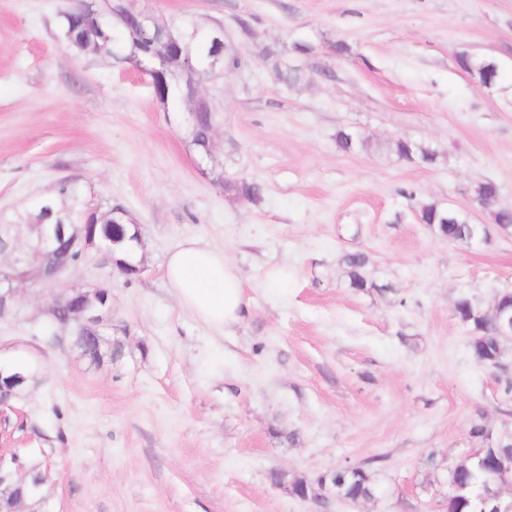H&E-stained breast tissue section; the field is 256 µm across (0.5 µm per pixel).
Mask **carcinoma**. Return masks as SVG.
Instances as JSON below:
<instances>
[{
	"label": "carcinoma",
	"mask_w": 512,
	"mask_h": 512,
	"mask_svg": "<svg viewBox=\"0 0 512 512\" xmlns=\"http://www.w3.org/2000/svg\"><path fill=\"white\" fill-rule=\"evenodd\" d=\"M125 6L119 0H112L106 10L100 11L88 5L83 16L73 20L61 19L62 32L68 34V42L79 51L92 50L112 57L116 65H138L150 58L157 44L174 39L179 41L183 56L192 60L194 71L187 72L179 66L171 68L169 86L161 92L162 104L185 101L188 87L196 85L209 75L208 63L213 53L223 52L224 74L231 75L239 70L243 58L237 49L224 48V44L215 40V31L202 28L198 24H172L160 28L157 36L149 38L143 30L124 18ZM266 57L272 60V72L277 83L286 86L296 85L303 78V71L280 55L277 46L265 48ZM458 65L469 72L473 78L484 84L497 86L501 81L498 64L491 60H474L464 53L456 56ZM217 116L206 103L197 105L195 112L185 128L190 146L198 153L204 151L214 136ZM336 145L344 152H352L365 146L360 135L340 130L336 133ZM396 154L409 162L419 161L431 164L436 155L429 148L407 139L395 143ZM214 181L225 192L258 203L263 197L262 186L243 178L234 182L224 181L222 170H217ZM84 209V203L76 185L69 179L59 182L56 198L38 200L32 211L17 219L19 224H69L71 233L78 236L95 233L96 239L107 251L118 249L112 240L120 237L130 239L122 229L112 226V211L100 213V224L96 227L78 225L76 215ZM420 223L441 240L461 244H483L490 240L482 224L471 222L469 212L463 208L443 209L429 200H421L417 205ZM342 262L347 269L349 286L354 289L369 287L365 275L368 258L363 253H348ZM456 319L470 333L469 352L471 358L482 367L491 366L502 355L504 337L498 331V307L483 308L467 294L459 295L453 305ZM95 330L85 329L71 337V344L81 356L98 364L103 353L94 350ZM471 435L484 443L476 448L468 459L456 465L448 472V512H512V498L499 492V483L512 478V436L488 440V430L482 425L471 428ZM336 485L340 491L354 499L370 501L376 496V488L368 470L357 467L348 470H334Z\"/></svg>",
	"instance_id": "carcinoma-1"
}]
</instances>
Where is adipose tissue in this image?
<instances>
[{"label": "adipose tissue", "mask_w": 512, "mask_h": 512, "mask_svg": "<svg viewBox=\"0 0 512 512\" xmlns=\"http://www.w3.org/2000/svg\"><path fill=\"white\" fill-rule=\"evenodd\" d=\"M165 278L180 305L211 328L231 330L248 313L241 273L221 248L184 239L166 259Z\"/></svg>", "instance_id": "adipose-tissue-1"}]
</instances>
